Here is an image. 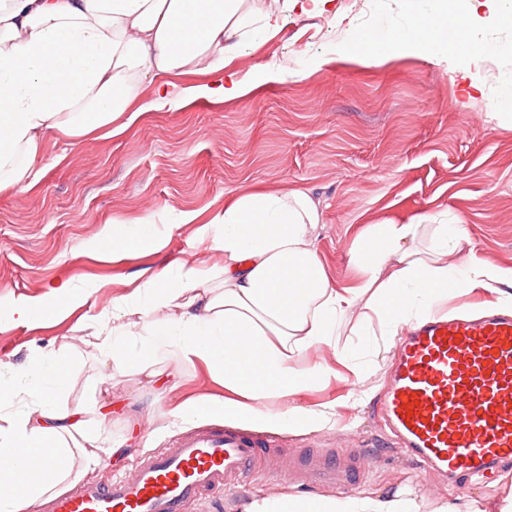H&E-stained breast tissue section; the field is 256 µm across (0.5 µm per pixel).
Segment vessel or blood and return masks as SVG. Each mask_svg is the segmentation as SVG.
Segmentation results:
<instances>
[{"label": "vessel or blood", "instance_id": "1", "mask_svg": "<svg viewBox=\"0 0 512 512\" xmlns=\"http://www.w3.org/2000/svg\"><path fill=\"white\" fill-rule=\"evenodd\" d=\"M400 453L451 476L494 473L512 460V315L429 320L399 341L388 388L375 406ZM274 439L227 424L201 425L138 462L131 475L79 480L46 512H189L210 494L256 479ZM365 449L350 464L314 448L288 465L312 483L351 487Z\"/></svg>", "mask_w": 512, "mask_h": 512}]
</instances>
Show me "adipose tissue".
<instances>
[{
    "label": "adipose tissue",
    "instance_id": "adipose-tissue-1",
    "mask_svg": "<svg viewBox=\"0 0 512 512\" xmlns=\"http://www.w3.org/2000/svg\"><path fill=\"white\" fill-rule=\"evenodd\" d=\"M332 6L333 0H269L262 11L254 0H0V191L36 178L48 133L82 136L170 105L167 75L211 74L208 84L184 88L187 99L236 100L251 82L276 80L269 68L249 81L225 72V53L284 26L289 12ZM447 18L468 30L511 21L512 8L505 0H462L452 12L448 0H431L407 33L362 31L353 46L370 58L433 55L443 48L437 24ZM457 53L462 83L468 92L482 91L488 47L467 39ZM148 81L154 88L146 100ZM320 220L317 204L300 189L233 198L198 231L200 242L223 251V268L198 260L149 276L78 329L119 369L152 377L163 360L204 364L224 396L203 405L185 401L175 411L181 421L219 412L244 425L260 420L293 429L322 416L297 404V396L334 375L329 366L305 364L306 352L335 343L350 317L370 332L373 355L384 360L405 328L447 315L454 293L512 282L511 269L467 254L460 224L434 225L431 246L417 248L418 228L427 221L421 215L406 224L367 225L351 251L362 281L337 288L312 242ZM88 297L87 289L66 281L46 298H0V310L13 322L37 325L84 307ZM69 382V362L56 353L20 368L0 360V409L22 395L29 400L0 426V450L13 453L0 460V512H38L46 495L69 479L74 456L96 464L122 454L97 433L98 408L58 403ZM48 458L59 466L45 479ZM243 512H414V502L400 493L265 497L246 502Z\"/></svg>",
    "mask_w": 512,
    "mask_h": 512
}]
</instances>
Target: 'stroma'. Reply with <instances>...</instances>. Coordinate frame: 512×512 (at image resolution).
I'll return each mask as SVG.
<instances>
[{
	"instance_id": "stroma-1",
	"label": "stroma",
	"mask_w": 512,
	"mask_h": 512,
	"mask_svg": "<svg viewBox=\"0 0 512 512\" xmlns=\"http://www.w3.org/2000/svg\"><path fill=\"white\" fill-rule=\"evenodd\" d=\"M351 0H335L331 12L289 15L270 36L246 40L224 57L225 70L250 78L253 67L279 65L276 81L241 99L181 98L183 88L208 83L203 73L169 75L172 107L143 113L125 129L90 136L49 133L43 141L38 180L0 193V297L48 294L68 281L87 287L83 311L35 327L0 315V358L23 367L38 354L61 353L71 362L62 404H94L104 418L106 444L125 443L124 457L85 465L74 458L72 475L95 481L130 472L133 464L192 428L174 409L189 398L223 396L204 366L170 360L156 382L102 362L92 337L75 325L82 314L110 308L148 276L183 261L206 257L223 266L224 254L204 250L198 226L225 199L289 187L317 203L321 222L313 232L316 252L339 288L360 283L350 249L369 224H405L430 214L464 222L468 248L478 259L512 269V125L490 119L500 81H512V23L475 31L487 44L485 91L464 95L454 79V60L383 54L372 60L336 47L369 27L382 34L407 29L422 0H372L369 21L351 13ZM182 211L194 224L174 225ZM152 218L157 243L112 257L93 246L114 222L135 225ZM348 352L363 365L354 376L338 361ZM308 363H324L336 379L298 397L324 409L317 422L283 436L292 451L303 448H368L364 474L349 488L356 497L410 493L417 512L437 501L465 505L501 495L498 475L428 477L389 451L394 436L372 410L389 380V365L374 362L366 337L343 332L335 346H316ZM339 497L313 490L307 481L249 483L215 495L213 512H242L254 497Z\"/></svg>"
}]
</instances>
